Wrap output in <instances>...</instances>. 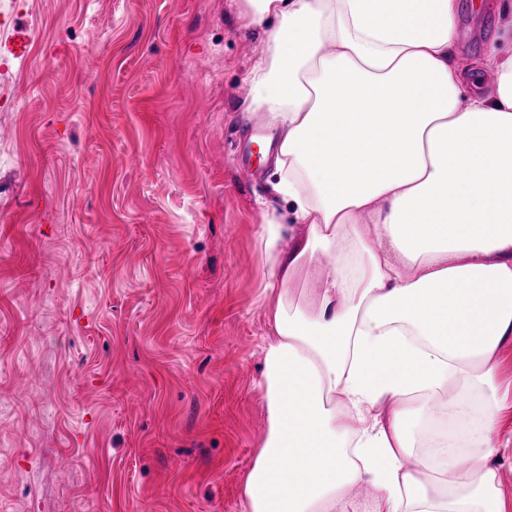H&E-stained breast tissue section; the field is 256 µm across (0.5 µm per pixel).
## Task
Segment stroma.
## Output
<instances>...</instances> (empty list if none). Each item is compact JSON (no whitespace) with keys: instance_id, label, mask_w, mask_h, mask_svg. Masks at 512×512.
Instances as JSON below:
<instances>
[{"instance_id":"obj_1","label":"stroma","mask_w":512,"mask_h":512,"mask_svg":"<svg viewBox=\"0 0 512 512\" xmlns=\"http://www.w3.org/2000/svg\"><path fill=\"white\" fill-rule=\"evenodd\" d=\"M499 0H459L480 54ZM239 0H0V512H244L272 168Z\"/></svg>"}]
</instances>
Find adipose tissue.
Segmentation results:
<instances>
[{
  "mask_svg": "<svg viewBox=\"0 0 512 512\" xmlns=\"http://www.w3.org/2000/svg\"><path fill=\"white\" fill-rule=\"evenodd\" d=\"M456 0H240L277 129L262 264L267 435L248 512H503L512 342V0L478 64ZM287 207L290 224L280 222ZM311 282L312 292L297 294ZM447 409L455 432L427 417ZM502 375L510 381V408L503 414L501 421V440L509 439L507 448H501L496 465L501 475L504 512H512V344L505 346L502 354Z\"/></svg>",
  "mask_w": 512,
  "mask_h": 512,
  "instance_id": "ef3b65f1",
  "label": "adipose tissue"
}]
</instances>
